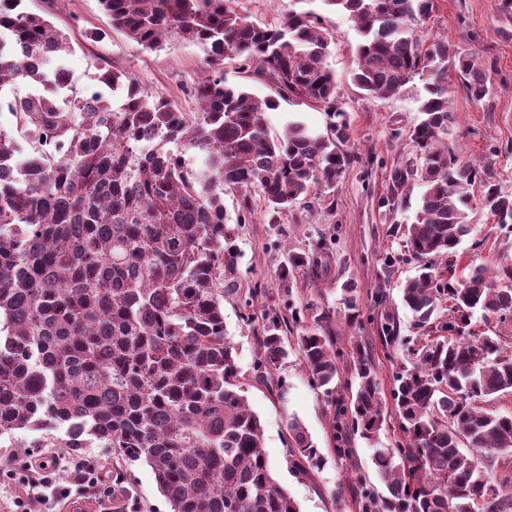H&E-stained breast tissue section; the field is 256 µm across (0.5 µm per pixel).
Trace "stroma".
I'll use <instances>...</instances> for the list:
<instances>
[{
  "label": "stroma",
  "mask_w": 512,
  "mask_h": 512,
  "mask_svg": "<svg viewBox=\"0 0 512 512\" xmlns=\"http://www.w3.org/2000/svg\"><path fill=\"white\" fill-rule=\"evenodd\" d=\"M28 12L51 20L59 29L76 35L79 44L65 59L77 87L94 89L97 62L126 71L145 90L168 97L183 111L194 112L198 103L190 89L203 67L204 51L196 44L173 40L162 49L145 50L113 30L99 0H24ZM244 10L258 23L283 20L292 9H311L324 17L333 35L326 66L336 75L337 99L346 112L347 138L343 150L353 156L335 188L318 190L315 198L296 204L288 212L270 214L262 199H254L251 216L237 223L241 194L226 191L224 209L227 228L236 248V266L225 273L224 326L235 347L245 395L260 418L264 450L273 478L294 498L301 512H356L350 498H336L339 487L351 485V470L331 455V431L327 406L314 390L301 362L289 357L275 377L257 369L263 313L288 310L289 290H306L324 309L330 310L336 336L345 349L364 348L371 354L383 390L393 387L392 360L402 359L403 346L384 355L380 329L394 318L399 334L416 338L420 331L412 312L404 306L401 289L417 277L420 265L405 249L406 231L412 223L423 191L420 179L404 187L403 202L395 210L381 207L387 195L389 176L412 158L409 131L418 122V99L423 83L414 80L402 92L373 98L354 84L356 67L355 23L347 13L326 7L322 0H244ZM421 39H443L452 49L476 53L488 69L494 93L489 102L472 103L456 74L448 76L450 108L454 120L448 126L447 142L462 159L490 169L503 191L512 193V12L501 11L495 0H434L430 17L419 32ZM469 232L456 253L458 267L482 266L488 270L512 263V229L496 224L479 204V189L469 192ZM327 245V266L315 272L297 270L293 280L283 279L281 269L289 254L311 255ZM354 283L360 294L361 317L348 323L342 304L343 287ZM384 289L386 302L374 307L376 289ZM255 321H247V310ZM300 420L317 448L327 457L319 472L308 477L290 473L285 462L289 419ZM40 431L23 437H0V512H29L17 501L24 476L35 463L57 455L70 461H87L102 479L94 488L69 484L67 493L86 500L87 512H112L113 454L108 448L38 447ZM403 440L392 411L375 441L355 438L361 474L376 481L372 455L378 448H393ZM135 491L136 512H170L150 468L142 463L125 466Z\"/></svg>",
  "instance_id": "1"
}]
</instances>
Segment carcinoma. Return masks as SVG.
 Returning a JSON list of instances; mask_svg holds the SVG:
<instances>
[{"label":"carcinoma","mask_w":512,"mask_h":512,"mask_svg":"<svg viewBox=\"0 0 512 512\" xmlns=\"http://www.w3.org/2000/svg\"><path fill=\"white\" fill-rule=\"evenodd\" d=\"M24 0H0V90L20 82L25 97H0V436L69 425L65 437L36 448L112 449L146 463L170 512H300L271 475L263 427L249 408L234 347L224 329V271L236 261L227 233L224 188L252 194L274 214L340 182L351 155L336 78L324 63L332 34L318 13L291 11L257 23L238 0H100L112 28L144 50L173 39L206 54L194 87L196 112H184L121 72L97 76L91 96L76 89L64 59L74 36L26 11ZM349 14L359 34L353 80L385 98L425 78L421 121L410 140L420 156L423 192L405 248L417 260L448 258L468 234L460 207L480 184V203L512 224V193L486 168L448 147L453 120L448 72L468 98L490 97V77L474 53L448 42L423 45L415 26L432 0H323ZM55 62L48 70L43 58ZM273 84L280 96L319 107L329 130L315 134L290 121L271 136L267 112L278 107L224 79V61ZM205 154L202 169L186 159ZM414 170L392 171L399 194ZM489 282L483 267L444 281L423 266L403 287L417 327L440 335L411 348L416 358L385 393L371 355L336 347L330 311L311 299L292 309L296 329L278 313L264 316L257 367L266 376L299 356L311 385L333 408L336 460L355 467L352 439L373 440L393 407L405 443L377 448L373 464L387 493L358 476V512H512V473L491 477L512 455V414L490 406L512 394V350L498 335L471 329L479 308L512 317V263ZM448 305V320L437 311ZM296 332L288 338L284 332ZM382 345L402 342L394 321ZM349 362L355 394L341 393ZM286 463L305 477L325 456L296 418L288 420ZM133 490L112 472V512H128Z\"/></svg>","instance_id":"obj_1"}]
</instances>
